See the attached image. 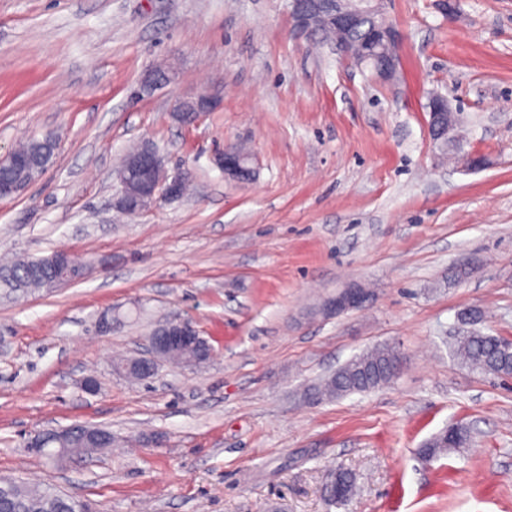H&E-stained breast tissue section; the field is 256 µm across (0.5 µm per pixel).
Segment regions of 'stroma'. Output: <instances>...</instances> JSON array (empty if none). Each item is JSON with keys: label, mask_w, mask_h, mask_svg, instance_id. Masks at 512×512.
Here are the masks:
<instances>
[{"label": "stroma", "mask_w": 512, "mask_h": 512, "mask_svg": "<svg viewBox=\"0 0 512 512\" xmlns=\"http://www.w3.org/2000/svg\"><path fill=\"white\" fill-rule=\"evenodd\" d=\"M385 12L401 34L392 83L298 34L288 0H0V156L34 135L58 143L37 182L0 199V259L93 261L80 282L0 302V477L97 512H512V378L461 365L446 343L469 308L512 339V0ZM160 67L169 82L143 90ZM202 93L219 106L176 122L179 100ZM435 93L484 168L435 149ZM142 140L192 187L130 217L116 168ZM238 143L253 180L224 176ZM460 266L469 275L451 280ZM353 283L368 302L323 314ZM172 317L209 340L208 364L113 371ZM381 343L406 358L393 382L305 403ZM75 423L107 428L112 447L28 452ZM453 426L466 443L424 456ZM343 470L354 493L327 506ZM68 431L69 428H65L60 431L51 430L38 433L27 441L26 448L36 453L37 455H40L43 453L44 444L49 437L58 438ZM45 446L48 448H45L43 456L55 462H57L58 456L61 453L60 448H65L61 454L60 459L71 458L75 457L76 455H88L104 449L103 447L87 445L81 437L80 433H75L74 439H72V441L56 439L49 441Z\"/></svg>", "instance_id": "stroma-1"}]
</instances>
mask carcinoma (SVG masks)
<instances>
[{
	"instance_id": "obj_1",
	"label": "carcinoma",
	"mask_w": 512,
	"mask_h": 512,
	"mask_svg": "<svg viewBox=\"0 0 512 512\" xmlns=\"http://www.w3.org/2000/svg\"><path fill=\"white\" fill-rule=\"evenodd\" d=\"M19 150L39 160L55 155L50 141L32 137L19 145ZM51 258L17 260L0 264V288L25 295L31 291L52 289L54 273L50 270ZM505 340L476 329L465 328L452 337L453 352L466 364L484 373L508 378L512 376V352L504 349ZM208 340H203L200 350L185 349L171 352L164 357L167 362L185 368H196L210 359ZM403 361L399 349L380 345L360 354L319 385L309 389L313 401L334 400L354 393H366L391 383L398 375V365ZM467 436L461 427L453 434L443 431L435 435L422 449L423 454L434 456L442 450L461 443ZM100 451L89 446L80 434L67 441L56 439L46 444L43 456L56 461ZM355 480L352 474L341 471L326 487V496L332 503L350 499ZM0 506L6 512H94L92 504L77 496H63L51 487L30 489L14 482L0 481Z\"/></svg>"
}]
</instances>
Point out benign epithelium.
Here are the masks:
<instances>
[{
  "label": "benign epithelium",
  "instance_id": "obj_1",
  "mask_svg": "<svg viewBox=\"0 0 512 512\" xmlns=\"http://www.w3.org/2000/svg\"><path fill=\"white\" fill-rule=\"evenodd\" d=\"M381 2L382 0H293L291 7L298 32L307 37L312 35L316 24L321 20L336 26V30L346 37L364 20L370 17L378 19L372 42L375 74L381 80L391 82L398 73L396 48L400 32L382 16ZM215 105L214 98L208 95L185 98L178 102L173 116L178 123L190 126ZM428 105L429 131L441 129L453 133L456 115L448 99L433 95L429 98ZM252 160L253 154L250 152L244 154L232 147L225 149L221 159L225 177L245 180L243 174L254 173ZM117 177L122 187L117 207L127 214L137 215L150 210L162 199L181 197L186 182L190 180V173L183 171L169 174L164 158L157 152L155 144L144 141L141 143L140 152L118 168ZM367 299L368 293L365 289L349 286L330 298L324 311L328 314H340L361 307ZM197 338L199 331L188 320H169L158 326L150 336L149 356L141 359L145 377L148 378L157 371L167 350ZM66 432L68 429L65 428L39 433L27 441L26 448L40 455L48 438H58Z\"/></svg>",
  "mask_w": 512,
  "mask_h": 512
}]
</instances>
